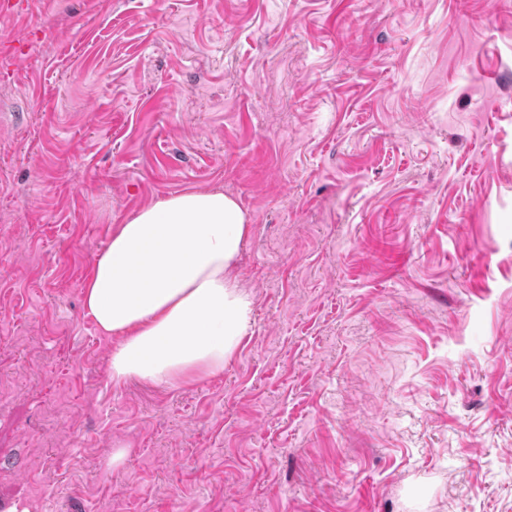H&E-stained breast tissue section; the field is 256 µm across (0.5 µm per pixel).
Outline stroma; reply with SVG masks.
<instances>
[{
	"label": "stroma",
	"mask_w": 512,
	"mask_h": 512,
	"mask_svg": "<svg viewBox=\"0 0 512 512\" xmlns=\"http://www.w3.org/2000/svg\"><path fill=\"white\" fill-rule=\"evenodd\" d=\"M2 45L0 505L512 512V0H29ZM211 188L253 325L114 384L96 258Z\"/></svg>",
	"instance_id": "stroma-1"
}]
</instances>
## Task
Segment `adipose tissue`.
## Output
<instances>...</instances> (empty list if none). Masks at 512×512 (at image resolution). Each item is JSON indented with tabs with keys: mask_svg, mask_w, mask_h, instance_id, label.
I'll return each instance as SVG.
<instances>
[{
	"mask_svg": "<svg viewBox=\"0 0 512 512\" xmlns=\"http://www.w3.org/2000/svg\"><path fill=\"white\" fill-rule=\"evenodd\" d=\"M251 233L218 188L171 195L113 226L84 286L88 316L119 339L113 382L172 389L223 372L253 315L237 276Z\"/></svg>",
	"mask_w": 512,
	"mask_h": 512,
	"instance_id": "obj_1",
	"label": "adipose tissue"
}]
</instances>
